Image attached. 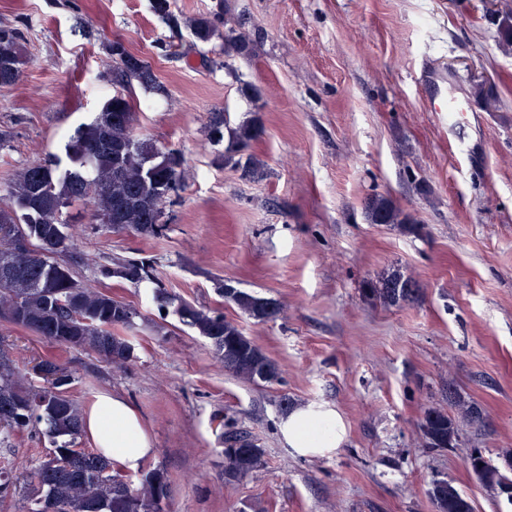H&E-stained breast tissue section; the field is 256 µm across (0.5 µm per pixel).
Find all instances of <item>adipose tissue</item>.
<instances>
[{"label": "adipose tissue", "mask_w": 512, "mask_h": 512, "mask_svg": "<svg viewBox=\"0 0 512 512\" xmlns=\"http://www.w3.org/2000/svg\"><path fill=\"white\" fill-rule=\"evenodd\" d=\"M84 428L96 450L124 469L137 471L153 448L135 408L124 398L104 394L84 414ZM279 430L302 456H323L345 441L340 414L328 406L306 404L284 416Z\"/></svg>", "instance_id": "1"}]
</instances>
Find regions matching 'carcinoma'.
I'll list each match as a JSON object with an SVG mask.
<instances>
[{
    "instance_id": "carcinoma-1",
    "label": "carcinoma",
    "mask_w": 512,
    "mask_h": 512,
    "mask_svg": "<svg viewBox=\"0 0 512 512\" xmlns=\"http://www.w3.org/2000/svg\"><path fill=\"white\" fill-rule=\"evenodd\" d=\"M152 10L169 26L180 25L169 0H152ZM193 38L209 44L224 43V55L248 56L250 40L233 27H221L219 15H199L187 22ZM27 37L18 27H0V87L11 86L25 65ZM110 54L121 57L112 68V96L99 106L94 117L80 124L64 145L65 159L25 165L0 197V319L26 327L60 345L91 351L107 363L122 366L133 356L132 345L112 329H130L137 311L97 288L81 284L67 258L77 249L78 236L61 219L62 209L90 201L95 217L110 219L112 228L143 235H158L167 223L165 205L177 191L183 159L174 151H161L136 133L140 103L130 89L138 83L149 91H162L151 63L128 52L123 45H109ZM262 126L246 121L224 128L215 116L210 134L228 140L224 159L249 147L260 137ZM371 224L400 226L410 233L421 230L418 221L388 196L376 195L366 205ZM23 232L33 241L30 250L11 247V234ZM104 278L132 283H152L154 268L135 259H116L99 267ZM414 281L395 271L368 283L371 300L396 306L413 298L408 286ZM224 300L242 314L265 322L280 313L272 299L220 285ZM180 321L208 339L218 355L230 352L235 361L224 363L234 376L252 383L280 380L277 364L224 315L182 301L175 307ZM43 383L29 379L26 369L10 356L0 337V431L31 432L44 425L43 434L52 448L39 464L18 477L11 463L0 466V502L17 495L27 512H167L162 489L168 485L166 471L155 467L141 474L138 483L112 470V462L96 450L79 448L82 433L81 408L69 395L72 373L56 362H45ZM419 429L429 448L446 449L460 437L456 418L441 408L424 412ZM262 450L240 441L233 457L226 459L224 479L235 481L260 464ZM431 497L437 512H473L469 497L446 480L433 483Z\"/></svg>"
}]
</instances>
